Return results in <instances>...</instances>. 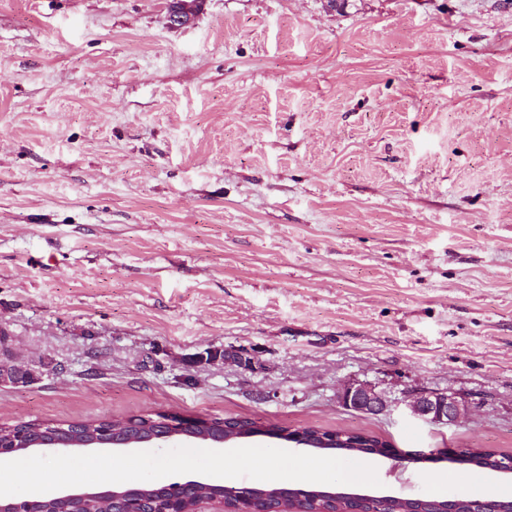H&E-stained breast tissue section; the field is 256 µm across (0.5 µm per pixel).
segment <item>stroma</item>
<instances>
[{"mask_svg":"<svg viewBox=\"0 0 512 512\" xmlns=\"http://www.w3.org/2000/svg\"><path fill=\"white\" fill-rule=\"evenodd\" d=\"M0 424L168 411L512 452V0H0ZM238 348L249 371L206 362ZM466 394L451 426L338 404ZM382 490L512 479L372 461ZM455 474L448 486L433 475ZM169 5V25L173 28H183L190 25L194 21L200 6V1L171 0ZM337 398L343 406L370 415L389 413L399 404L398 398L367 381L348 382L341 388Z\"/></svg>","mask_w":512,"mask_h":512,"instance_id":"obj_1","label":"stroma"}]
</instances>
